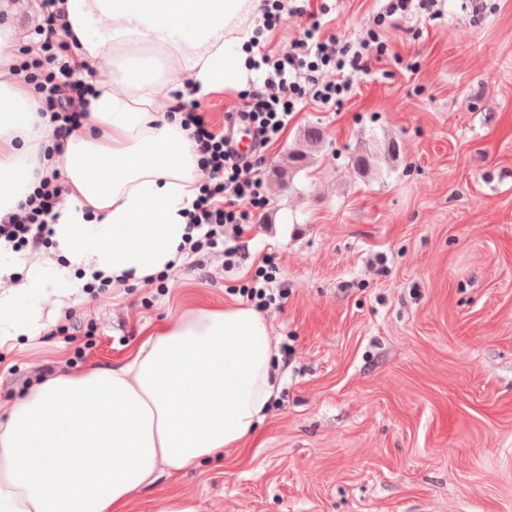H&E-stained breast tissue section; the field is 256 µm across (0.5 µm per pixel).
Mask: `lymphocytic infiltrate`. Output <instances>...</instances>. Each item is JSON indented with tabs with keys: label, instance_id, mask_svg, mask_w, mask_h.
Here are the masks:
<instances>
[{
	"label": "lymphocytic infiltrate",
	"instance_id": "obj_1",
	"mask_svg": "<svg viewBox=\"0 0 512 512\" xmlns=\"http://www.w3.org/2000/svg\"><path fill=\"white\" fill-rule=\"evenodd\" d=\"M36 7L39 55L10 65L6 76L33 88L43 102L41 117L53 125L56 140L63 141L80 133L90 88L79 76L80 64L56 51L70 35L60 0H37ZM289 14L307 15L309 23L302 39L284 54H261L260 64L266 73L262 89L238 95L239 107L263 150L281 138L299 103L312 101L328 108L351 94L357 77L369 72L372 58L382 49L378 34L372 31L354 43L325 35L322 11L308 12L290 5L289 0H266L261 30H279ZM176 111L195 141L204 178L201 193L188 213L189 223L199 232L197 239L188 240V249L198 253L223 248L225 226L242 229L267 205L257 173L260 160L237 159L227 147L223 130L212 125L197 100L179 102ZM56 156V150L47 151L48 165L34 191L15 210L0 217V239L14 248L39 249L52 235L50 224L66 193L54 163ZM223 250L225 256L234 254L233 249Z\"/></svg>",
	"mask_w": 512,
	"mask_h": 512
}]
</instances>
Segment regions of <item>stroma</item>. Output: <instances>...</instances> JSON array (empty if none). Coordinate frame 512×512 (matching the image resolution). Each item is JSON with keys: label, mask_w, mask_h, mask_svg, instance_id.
<instances>
[{"label": "stroma", "mask_w": 512, "mask_h": 512, "mask_svg": "<svg viewBox=\"0 0 512 512\" xmlns=\"http://www.w3.org/2000/svg\"><path fill=\"white\" fill-rule=\"evenodd\" d=\"M327 33L365 36L386 0H310ZM386 26L356 92L303 105L259 174L268 205L223 253L162 286L81 294L40 336L0 347V415L48 374L108 367L196 298L242 302L274 254L264 312L283 384L254 439L138 491L198 512H512V0H438ZM321 143L276 179L304 128ZM396 155L384 156L389 142ZM378 152L368 173L351 159ZM72 328L75 342L63 330ZM262 264L255 272L253 285L250 288H244L242 293L249 301H257L258 308L267 309L275 304L277 299H285L286 293L282 289L273 288L272 285L276 281L274 273L278 270L275 258L271 255L265 256ZM274 290H278L277 295Z\"/></svg>", "instance_id": "obj_1"}]
</instances>
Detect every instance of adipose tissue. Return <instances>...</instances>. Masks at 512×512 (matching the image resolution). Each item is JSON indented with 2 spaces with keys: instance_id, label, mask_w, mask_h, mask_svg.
<instances>
[{
  "instance_id": "obj_1",
  "label": "adipose tissue",
  "mask_w": 512,
  "mask_h": 512,
  "mask_svg": "<svg viewBox=\"0 0 512 512\" xmlns=\"http://www.w3.org/2000/svg\"><path fill=\"white\" fill-rule=\"evenodd\" d=\"M263 0H64L94 70L83 134L69 137V203L56 259L0 241V345L39 335L76 301V280H144L181 261L200 194L194 144L167 114L178 100L241 83ZM25 85L0 82V216L35 185L55 137ZM107 369L56 372L0 417V512H133L161 476L197 472L254 437L282 380L256 309L200 302L146 325Z\"/></svg>"
}]
</instances>
